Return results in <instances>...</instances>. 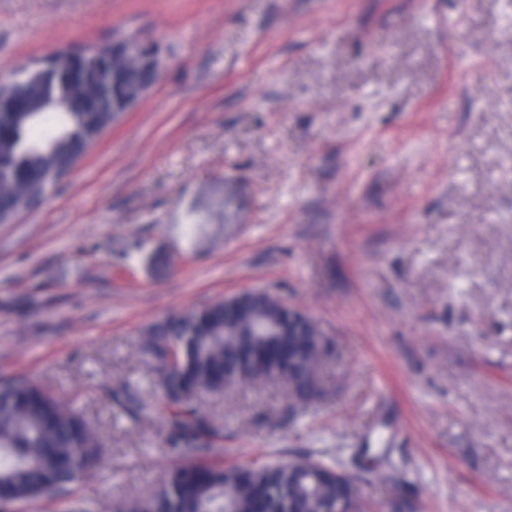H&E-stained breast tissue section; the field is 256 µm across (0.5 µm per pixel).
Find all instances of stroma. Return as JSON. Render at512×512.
<instances>
[{"mask_svg": "<svg viewBox=\"0 0 512 512\" xmlns=\"http://www.w3.org/2000/svg\"><path fill=\"white\" fill-rule=\"evenodd\" d=\"M127 34L164 65L0 224V378L107 447L92 512L157 488L143 332L243 290L333 344L322 396L201 395L238 464L312 457L371 512H512V0H0V76Z\"/></svg>", "mask_w": 512, "mask_h": 512, "instance_id": "35a3bbf8", "label": "stroma"}]
</instances>
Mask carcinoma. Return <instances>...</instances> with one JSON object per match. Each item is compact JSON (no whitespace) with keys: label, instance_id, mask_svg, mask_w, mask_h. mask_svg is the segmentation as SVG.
<instances>
[{"label":"carcinoma","instance_id":"carcinoma-1","mask_svg":"<svg viewBox=\"0 0 512 512\" xmlns=\"http://www.w3.org/2000/svg\"><path fill=\"white\" fill-rule=\"evenodd\" d=\"M0 96V212L27 209L63 177L87 145L112 126V100L92 98L71 112H14ZM235 304L220 300L150 327L140 351L164 392L148 402L125 389L119 404L134 419L157 417L166 444L182 459L155 491L121 501L115 512H363L357 479L304 459L244 467L210 454L221 429L196 403L230 379L280 375L291 398L319 397V369L331 347L315 323L288 312L268 291ZM94 424L24 377L0 380V512L39 499L70 496L100 462Z\"/></svg>","mask_w":512,"mask_h":512}]
</instances>
